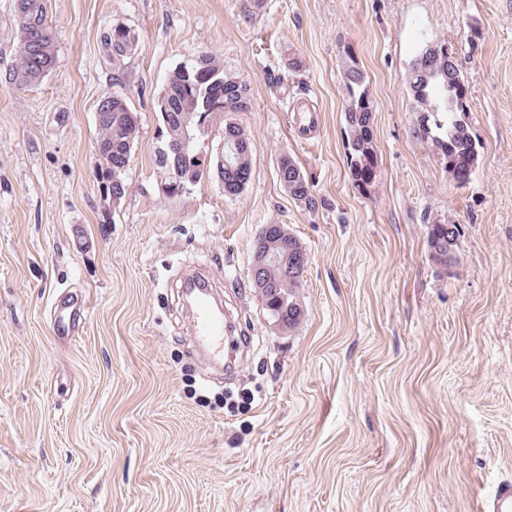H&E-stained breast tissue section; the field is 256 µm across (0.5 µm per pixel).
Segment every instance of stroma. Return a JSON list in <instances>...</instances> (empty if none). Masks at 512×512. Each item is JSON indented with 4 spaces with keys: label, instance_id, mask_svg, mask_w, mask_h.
<instances>
[{
    "label": "stroma",
    "instance_id": "1",
    "mask_svg": "<svg viewBox=\"0 0 512 512\" xmlns=\"http://www.w3.org/2000/svg\"><path fill=\"white\" fill-rule=\"evenodd\" d=\"M48 0L51 69L0 81V512H479L512 480V0ZM136 48L104 58L107 28ZM455 53L479 142L458 186L410 89L419 50ZM244 81L253 176L177 191L155 163L158 98L198 51ZM300 63L286 70L287 59ZM373 103L376 178L347 164L343 68ZM139 120L125 192L94 175L95 112ZM321 116L315 141L289 109ZM296 160L315 209L280 184ZM309 260L278 331L249 279L262 225ZM88 240L71 246L72 225ZM460 227L441 273L428 227ZM205 268L249 346L219 375L192 353L179 289ZM86 291L66 345L55 297Z\"/></svg>",
    "mask_w": 512,
    "mask_h": 512
}]
</instances>
